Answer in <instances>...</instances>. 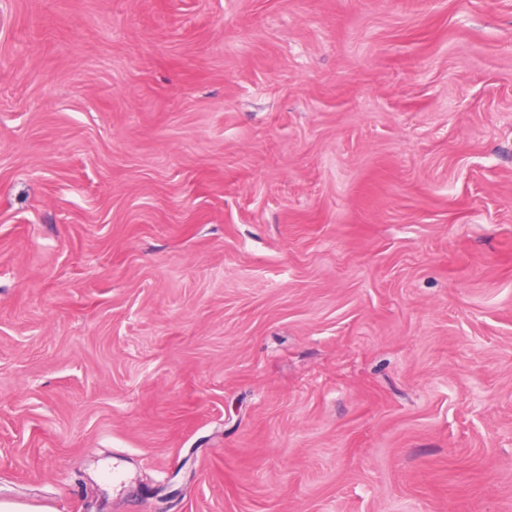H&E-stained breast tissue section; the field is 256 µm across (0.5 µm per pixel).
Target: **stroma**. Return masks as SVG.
I'll return each mask as SVG.
<instances>
[{
    "mask_svg": "<svg viewBox=\"0 0 512 512\" xmlns=\"http://www.w3.org/2000/svg\"><path fill=\"white\" fill-rule=\"evenodd\" d=\"M512 512V0H0V501Z\"/></svg>",
    "mask_w": 512,
    "mask_h": 512,
    "instance_id": "stroma-1",
    "label": "stroma"
}]
</instances>
